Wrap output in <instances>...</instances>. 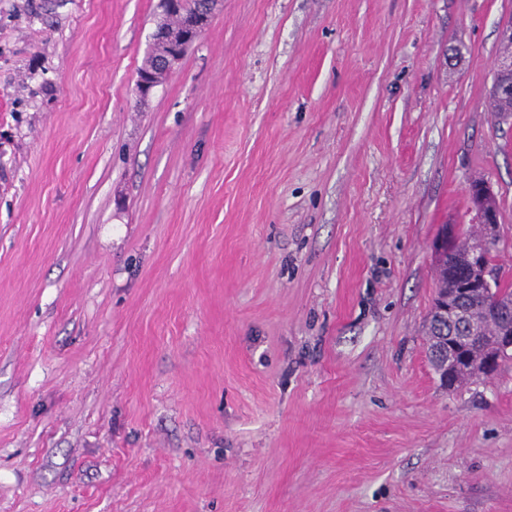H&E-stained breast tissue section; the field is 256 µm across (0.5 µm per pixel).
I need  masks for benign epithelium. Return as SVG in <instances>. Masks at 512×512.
<instances>
[{
    "label": "benign epithelium",
    "mask_w": 512,
    "mask_h": 512,
    "mask_svg": "<svg viewBox=\"0 0 512 512\" xmlns=\"http://www.w3.org/2000/svg\"><path fill=\"white\" fill-rule=\"evenodd\" d=\"M222 4L223 0H197L187 10L183 0H162L163 12L178 17L177 23L153 34V40L161 39L166 44L164 73L173 71ZM157 86L155 75H138L136 91L140 99H147ZM493 89L501 97L512 96V54L499 63ZM468 195L474 211L471 226L479 229V234L470 237L461 231V225L445 224L434 245L435 268L448 265V287L436 289L432 312L448 320V326L461 328V333L448 336L447 353L430 354L440 381L447 386L456 384L461 375L472 379L487 375L512 356V303L499 300L480 309L467 304L472 293L490 294L495 283L501 281L496 252L502 239L497 195L478 179L469 182Z\"/></svg>",
    "instance_id": "benign-epithelium-1"
}]
</instances>
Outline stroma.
I'll return each mask as SVG.
<instances>
[{"label":"stroma","mask_w":512,"mask_h":512,"mask_svg":"<svg viewBox=\"0 0 512 512\" xmlns=\"http://www.w3.org/2000/svg\"><path fill=\"white\" fill-rule=\"evenodd\" d=\"M0 0V512H512V361L429 360L497 193L512 0ZM191 10L183 7V0H162L166 16L178 17V22L169 28L156 29L153 42L159 39L165 42L167 52L162 60L164 74L171 73L181 60L187 48L207 27L212 15L222 6L223 0H196ZM159 52L160 50L158 48L156 49L153 44V48L151 52L147 54L143 65L140 67L141 69L139 70V73L153 68L156 54ZM157 86H159V84L155 75L147 72H142L138 75L136 80V91L141 100L147 99ZM493 89L496 96L508 97L511 95L512 99V54L504 57L502 61L499 63L494 83Z\"/></svg>","instance_id":"35a3bbf8"}]
</instances>
